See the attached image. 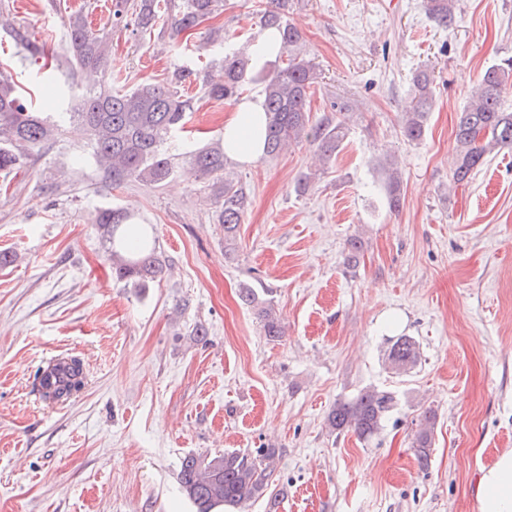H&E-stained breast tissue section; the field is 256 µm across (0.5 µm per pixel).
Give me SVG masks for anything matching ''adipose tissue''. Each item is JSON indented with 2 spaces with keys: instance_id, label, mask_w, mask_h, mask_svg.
I'll return each instance as SVG.
<instances>
[{
  "instance_id": "adipose-tissue-1",
  "label": "adipose tissue",
  "mask_w": 512,
  "mask_h": 512,
  "mask_svg": "<svg viewBox=\"0 0 512 512\" xmlns=\"http://www.w3.org/2000/svg\"><path fill=\"white\" fill-rule=\"evenodd\" d=\"M266 117L259 101L241 102L224 124V152L242 163L262 156ZM477 512H512V450L482 468L475 488Z\"/></svg>"
}]
</instances>
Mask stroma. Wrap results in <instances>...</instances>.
<instances>
[{"instance_id":"1","label":"stroma","mask_w":512,"mask_h":512,"mask_svg":"<svg viewBox=\"0 0 512 512\" xmlns=\"http://www.w3.org/2000/svg\"><path fill=\"white\" fill-rule=\"evenodd\" d=\"M90 6L109 46L105 70L72 69L65 34ZM0 63L33 107L58 111L59 88L166 83L176 67L222 75L224 54L260 41L269 0H224L175 40L111 26L105 0H0ZM451 28L423 0H294L288 21L320 78L313 118L333 102L358 110L335 160L319 170L301 141L226 170L251 207L235 245L206 181L188 164L164 185L108 187L70 127L0 172V512H195L178 474L191 453L280 451L277 512H476L481 467L512 450V150L492 153L469 185L451 187L458 113L481 73L512 56V0H459ZM25 28L44 54L11 39ZM428 67L435 106L417 142L401 132L412 76ZM196 99L187 128L199 144L224 140L235 102ZM402 172L403 203L388 208L387 159ZM320 176L302 192L299 179ZM147 224L167 263L146 288L116 281L98 211ZM362 241L357 265L346 243ZM266 290L284 335L270 341L239 293ZM204 325L206 341L193 335ZM414 337L417 365L392 374L393 339ZM75 355L79 396L43 402L36 373ZM399 397L369 440L331 434L336 400L366 387ZM434 410L428 467L413 451Z\"/></svg>"}]
</instances>
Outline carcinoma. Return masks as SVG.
I'll return each instance as SVG.
<instances>
[{"label":"carcinoma","mask_w":512,"mask_h":512,"mask_svg":"<svg viewBox=\"0 0 512 512\" xmlns=\"http://www.w3.org/2000/svg\"><path fill=\"white\" fill-rule=\"evenodd\" d=\"M222 0H112V20L132 28L134 34L158 33L163 36L166 19H171L169 37L199 26L220 9ZM272 8L260 17L262 29L277 38L276 55L287 63L272 74L256 71L252 55L241 51L224 56L222 79H200L201 71L187 66L173 71L167 84L143 83L131 90L112 87V82L97 91L85 92L68 121L92 147L97 164L112 185L139 180L159 185L172 178L178 154L171 152L177 135L184 131L194 98L179 88L192 80H202L204 96L229 100L251 82L263 84V109L266 116V155L279 154L303 139L317 144L322 158L336 157L346 137V115L352 106L332 104L338 116L312 120L309 90L318 79L315 65L300 50L301 36L286 20L290 0H271ZM425 9L434 23L449 28L455 23L456 0H425ZM67 48L74 66L98 70L106 66L105 37L95 33L83 11L72 14L67 31ZM512 84V57L488 66L465 106L456 129V160L451 175L454 185H468L495 150L512 148V110L503 104V93ZM412 100L403 124L409 141L422 139L434 100L433 80L428 70L419 69L412 79ZM55 125L35 112L23 89L10 82L0 71V171L20 166L23 151L53 135ZM190 173L197 179H212L211 191L220 202L219 223L224 226L226 245H233L239 224L249 206L246 190L234 179L218 174L224 171L226 157L219 148L203 146L189 153ZM389 208L400 209L403 201L401 175L387 170ZM128 219L122 211L104 209L95 224L115 243L118 228ZM112 270L120 281L145 288L167 270L166 260L156 253L154 241L137 247V252L122 255L111 247ZM240 299L254 309L263 322L265 334L282 336V325L271 300L254 288H243ZM419 344L406 335L392 341L387 361L394 373L409 372L418 362ZM87 374L83 362L72 356L52 360L37 374L36 390L48 403H64L83 390ZM396 405L390 391L365 388L351 398L338 400L327 415L330 431L340 435L352 431L362 439H371ZM436 414L424 413L414 441L415 456L421 467L428 466ZM279 460L276 448L253 451H229L209 458L188 454L181 463L180 487L196 507V512H214L218 507L238 512L244 504L267 499L275 508L270 492L271 478Z\"/></svg>","instance_id":"cac0c4a2"}]
</instances>
